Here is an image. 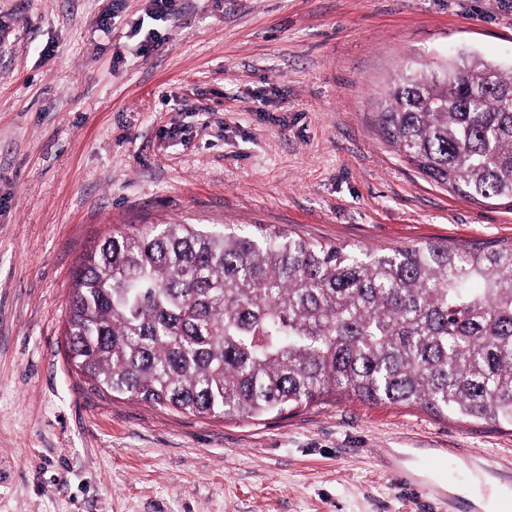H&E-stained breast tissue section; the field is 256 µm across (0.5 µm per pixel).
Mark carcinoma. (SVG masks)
I'll return each instance as SVG.
<instances>
[{
    "label": "carcinoma",
    "instance_id": "cac0c4a2",
    "mask_svg": "<svg viewBox=\"0 0 512 512\" xmlns=\"http://www.w3.org/2000/svg\"><path fill=\"white\" fill-rule=\"evenodd\" d=\"M379 124L432 182L512 203V69L407 65ZM65 336L93 389L169 411L254 419L342 392L512 427V245L116 230L76 272Z\"/></svg>",
    "mask_w": 512,
    "mask_h": 512
}]
</instances>
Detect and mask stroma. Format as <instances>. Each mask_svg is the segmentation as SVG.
Returning a JSON list of instances; mask_svg holds the SVG:
<instances>
[{
    "label": "stroma",
    "instance_id": "stroma-1",
    "mask_svg": "<svg viewBox=\"0 0 512 512\" xmlns=\"http://www.w3.org/2000/svg\"><path fill=\"white\" fill-rule=\"evenodd\" d=\"M459 53L512 65V0H176L158 21L0 0V512H448L501 488L510 427L342 393L194 416L93 393L65 357L75 273L115 228L511 244V205L425 179L379 125L404 64Z\"/></svg>",
    "mask_w": 512,
    "mask_h": 512
}]
</instances>
